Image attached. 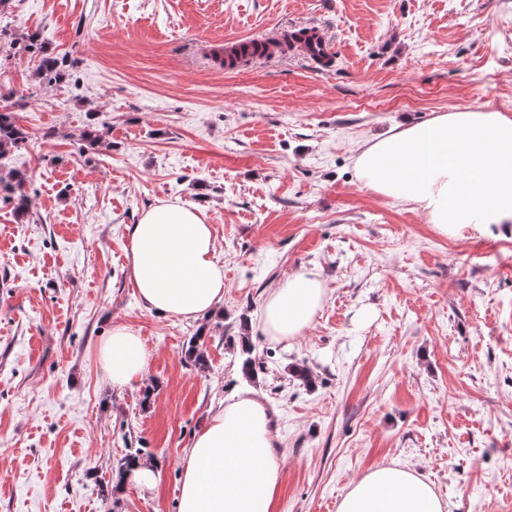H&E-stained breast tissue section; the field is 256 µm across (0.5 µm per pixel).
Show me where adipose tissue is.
Listing matches in <instances>:
<instances>
[{
  "label": "adipose tissue",
  "instance_id": "adipose-tissue-1",
  "mask_svg": "<svg viewBox=\"0 0 512 512\" xmlns=\"http://www.w3.org/2000/svg\"><path fill=\"white\" fill-rule=\"evenodd\" d=\"M364 187L423 211L443 233L512 225V116L438 114L381 137L354 158ZM128 277L142 306L184 319L213 314L224 297V266L212 227L198 209L160 201L129 228ZM326 295L320 276L290 273L267 295L261 319L270 335L294 338L310 327ZM146 349L137 330L112 329L100 360L112 386L141 379ZM178 512H276L281 486L272 415L238 392L211 416L180 462ZM337 512H444L415 472L384 466L355 479Z\"/></svg>",
  "mask_w": 512,
  "mask_h": 512
}]
</instances>
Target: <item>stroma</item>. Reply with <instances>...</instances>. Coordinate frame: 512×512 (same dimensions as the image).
<instances>
[{
  "instance_id": "1",
  "label": "stroma",
  "mask_w": 512,
  "mask_h": 512,
  "mask_svg": "<svg viewBox=\"0 0 512 512\" xmlns=\"http://www.w3.org/2000/svg\"><path fill=\"white\" fill-rule=\"evenodd\" d=\"M309 26L332 67L211 57ZM465 110L512 116V0H0V111L28 135L0 158L26 178L25 201L0 193V512H178L185 448L240 389L274 413L278 512H336L391 465L444 512H512V231L444 235L353 168L362 143ZM160 200L212 226L213 315L147 311L127 276L128 227ZM301 268L324 303L269 336L264 300ZM118 324L149 354L123 388L99 361ZM131 448L154 478L116 486Z\"/></svg>"
}]
</instances>
